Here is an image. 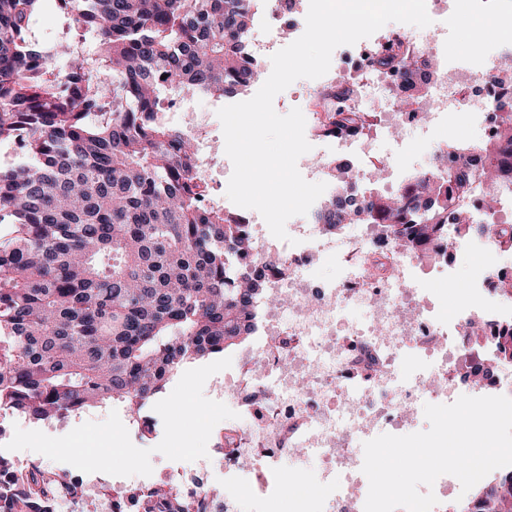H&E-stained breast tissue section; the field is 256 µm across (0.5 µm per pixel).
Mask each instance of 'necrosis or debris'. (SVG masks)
Wrapping results in <instances>:
<instances>
[{"label":"necrosis or debris","mask_w":512,"mask_h":512,"mask_svg":"<svg viewBox=\"0 0 512 512\" xmlns=\"http://www.w3.org/2000/svg\"><path fill=\"white\" fill-rule=\"evenodd\" d=\"M445 33L441 23L425 40L406 39L408 54L424 62L412 86L372 66L391 37L366 48L341 47L336 67L320 86H335L343 73L354 82L351 94L344 102L332 98L309 109L311 128L341 105L352 112L372 107L383 129H431L444 113L485 115L493 103L512 97V72L498 64L470 56L447 72ZM398 96L409 97L406 108L395 105ZM247 224L251 259L262 270L269 295H287L288 302L260 304L259 337L239 357L246 374L224 379L225 394L237 393L247 379L258 384L263 399L260 418L249 429L224 432L225 472L249 480L245 492H225L213 512H241L246 495L269 500L266 475L288 447L311 452L324 470L320 494L305 502L295 494L297 473H289L290 494L281 512H364L369 483L362 471L363 442L381 432L412 429L426 403L482 396L483 384L460 374L469 353L465 334L474 322L512 320V308L462 303L442 317L419 287L424 259L396 251L370 224L345 255V273L334 280L316 274L336 256L331 235L312 224H295L286 242L269 237L255 219ZM369 347L378 363L366 364Z\"/></svg>","instance_id":"4bbe7bcc"}]
</instances>
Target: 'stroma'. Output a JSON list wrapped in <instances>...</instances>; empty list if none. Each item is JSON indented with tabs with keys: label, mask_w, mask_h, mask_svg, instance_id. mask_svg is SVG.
Segmentation results:
<instances>
[{
	"label": "stroma",
	"mask_w": 512,
	"mask_h": 512,
	"mask_svg": "<svg viewBox=\"0 0 512 512\" xmlns=\"http://www.w3.org/2000/svg\"><path fill=\"white\" fill-rule=\"evenodd\" d=\"M36 42H71L95 59L98 41L93 35L77 33L59 0H40L30 20ZM482 123L469 112L449 114L434 133L413 127L400 133L398 142L379 141L378 158L394 173L427 168L433 155L445 146L478 138ZM474 262L457 259L452 281L423 280L429 291L440 294L444 308H453L458 299L449 285L463 286L475 295L478 304L490 307L496 296L484 291L476 277L479 266L512 267V252H485L481 238L468 239ZM240 348L185 364L169 381L166 391L152 401L148 413L155 422L150 437L139 435L126 408L120 404L83 411L61 421L31 422L18 416L0 418V456L25 467L39 464L76 477L92 487L96 497H113L119 484L153 486L169 478L198 480L209 488L221 489V444L225 429L247 425L245 413L225 406L220 387L225 370L234 369ZM94 434L120 447L117 456L93 458L77 439Z\"/></svg>",
	"instance_id": "1"
}]
</instances>
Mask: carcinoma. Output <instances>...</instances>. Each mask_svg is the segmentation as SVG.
<instances>
[{
    "mask_svg": "<svg viewBox=\"0 0 512 512\" xmlns=\"http://www.w3.org/2000/svg\"><path fill=\"white\" fill-rule=\"evenodd\" d=\"M38 2L0 0V141L28 156L0 165V413L48 421L122 403L145 437L146 409L184 364L258 329L267 288L246 262V224L203 203L194 142L159 112L172 90L219 100L254 82L251 30L268 0H60L76 31L98 33L95 67L69 42L45 57L29 37ZM397 56L373 64L413 84L416 63ZM492 110L494 142L449 146L457 164L447 175L411 171L391 197L353 201L354 183L339 177L350 167L335 164L309 223L329 234L374 224L399 251L427 258L436 241L485 234L512 199V102ZM363 129L359 113L341 110L320 126L351 138ZM493 244L512 251V224ZM495 335L497 363L511 364L512 323ZM62 484L85 505L67 473L0 456V512H58ZM215 499L170 480L130 494L119 512H210ZM448 512H512V470L486 476Z\"/></svg>",
    "mask_w": 512,
    "mask_h": 512,
    "instance_id": "carcinoma-1",
    "label": "carcinoma"
}]
</instances>
